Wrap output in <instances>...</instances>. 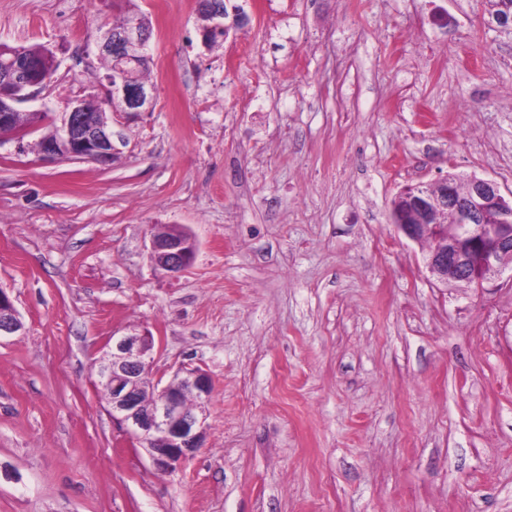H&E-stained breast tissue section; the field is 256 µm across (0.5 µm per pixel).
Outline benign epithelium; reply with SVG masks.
<instances>
[{
  "label": "benign epithelium",
  "instance_id": "benign-epithelium-1",
  "mask_svg": "<svg viewBox=\"0 0 512 512\" xmlns=\"http://www.w3.org/2000/svg\"><path fill=\"white\" fill-rule=\"evenodd\" d=\"M150 33L139 21L114 29L102 26L99 50L138 65L140 58L126 54L135 46L147 48ZM53 80L50 72L22 51L11 53L0 67V129L13 123L19 105L37 97ZM104 93L122 103L125 113L148 112L152 98L145 86L135 83L130 71L117 67L105 76ZM56 123V135L38 142L47 160L69 159L106 163L112 158V116L97 120L85 116L84 102L77 100ZM396 201H405L416 218L392 223L405 238L430 241L423 256L424 266L437 282L481 288L505 271H512V190L487 177H468V198L455 193L452 176L431 183L403 187ZM495 202L501 218L486 222L484 205ZM196 254V242L186 231H164L153 235L150 260L155 269L175 276L186 271ZM24 325L3 290L0 289V338L21 332ZM154 339L148 334L112 338V344L98 359L100 378L109 388L112 419L119 422L130 439L146 449L152 464L172 471L203 444L207 400L212 392L209 375L202 369L183 370L164 386L153 384V399H142L139 378L152 376Z\"/></svg>",
  "mask_w": 512,
  "mask_h": 512
}]
</instances>
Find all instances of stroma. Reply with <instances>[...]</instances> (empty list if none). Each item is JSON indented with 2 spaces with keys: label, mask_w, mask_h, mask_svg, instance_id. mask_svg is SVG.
Here are the masks:
<instances>
[{
  "label": "stroma",
  "mask_w": 512,
  "mask_h": 512,
  "mask_svg": "<svg viewBox=\"0 0 512 512\" xmlns=\"http://www.w3.org/2000/svg\"><path fill=\"white\" fill-rule=\"evenodd\" d=\"M196 0L152 21L150 111L109 163L0 142V512H512V284L444 287L397 234L402 186L512 189V34L489 0ZM112 0H0V43L58 65L26 111L100 94ZM196 241L153 268L157 227ZM148 333L153 374L210 376L202 448L171 472L112 420L97 360ZM196 249V242L188 232L164 231L151 239L150 260L155 269L175 276L191 266ZM24 325L19 315L3 290L0 289V339L20 333Z\"/></svg>",
  "instance_id": "1"
}]
</instances>
